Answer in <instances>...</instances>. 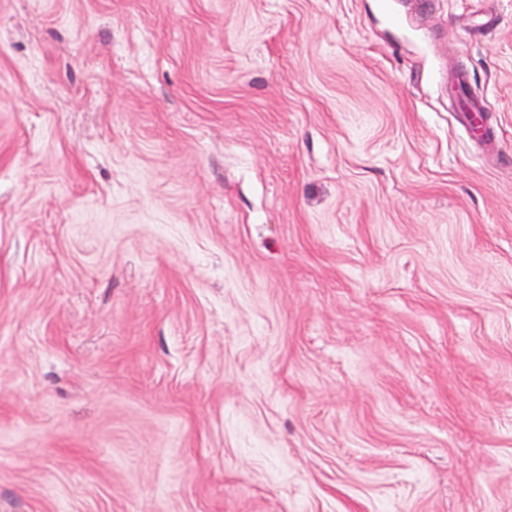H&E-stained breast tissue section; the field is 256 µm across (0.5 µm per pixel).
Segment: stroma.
<instances>
[{"label": "stroma", "mask_w": 512, "mask_h": 512, "mask_svg": "<svg viewBox=\"0 0 512 512\" xmlns=\"http://www.w3.org/2000/svg\"><path fill=\"white\" fill-rule=\"evenodd\" d=\"M0 512H512V0H0ZM449 81H451V90L461 98V103L456 110V113H458L457 120L460 125L468 129L474 125V118L477 114L483 115L489 110V105L486 100L467 94L470 83L465 70L454 72Z\"/></svg>", "instance_id": "1"}]
</instances>
